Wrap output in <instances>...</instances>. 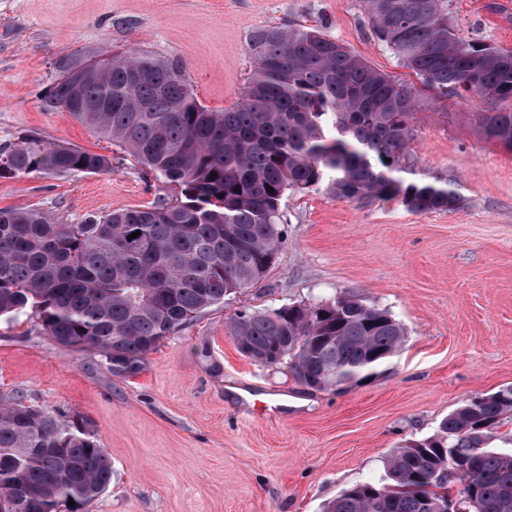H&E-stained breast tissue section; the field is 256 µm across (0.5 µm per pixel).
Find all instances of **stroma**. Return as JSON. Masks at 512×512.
Segmentation results:
<instances>
[{
	"label": "stroma",
	"mask_w": 512,
	"mask_h": 512,
	"mask_svg": "<svg viewBox=\"0 0 512 512\" xmlns=\"http://www.w3.org/2000/svg\"><path fill=\"white\" fill-rule=\"evenodd\" d=\"M461 36L512 50V0H448ZM266 26L316 28L401 81L371 32L365 0H0V147L24 135L110 158L108 173L0 178V208L66 224L172 195L136 161L42 98L61 60L131 49L178 60L200 102L238 104L254 69L247 45ZM493 101L419 90L406 163L454 181L451 211L287 191L288 240L265 277L225 297L152 352L137 377L59 347L31 313L0 319V395L89 420L112 482L86 512H323L379 480L390 452L432 435L471 397L512 386V148L487 140ZM350 293L406 330L403 349L345 390L299 386L289 369L243 356L228 323L242 311Z\"/></svg>",
	"instance_id": "stroma-1"
}]
</instances>
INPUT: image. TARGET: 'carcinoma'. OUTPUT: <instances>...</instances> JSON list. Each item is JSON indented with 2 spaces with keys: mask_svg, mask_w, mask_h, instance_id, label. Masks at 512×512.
<instances>
[{
  "mask_svg": "<svg viewBox=\"0 0 512 512\" xmlns=\"http://www.w3.org/2000/svg\"><path fill=\"white\" fill-rule=\"evenodd\" d=\"M366 6L374 36L424 88L512 101V51L460 36L448 0ZM248 54L254 70L242 99L224 111L199 103L181 64L147 51L114 54L89 72L82 111L72 116L179 198L78 224L0 209V317L30 310L58 346L100 355L112 375L131 378L170 334L265 277L288 239L280 223L287 190L326 181L338 198L395 200L415 212L462 204L456 182L406 178L413 86L315 28L258 29ZM63 77L43 100L49 111H70ZM480 125L487 139L512 147V107L480 113ZM111 168L104 155L33 134L0 149V178ZM229 331L241 354L268 367L288 363L310 391L358 384L406 336L388 310L351 294L309 309L243 312ZM478 398L430 437L393 450L384 484H357L325 512H439L456 485L463 512H512V452L489 447L512 416V389ZM111 481L112 457L88 421L22 395L0 397V503L84 512Z\"/></svg>",
  "mask_w": 512,
  "mask_h": 512,
  "instance_id": "obj_1",
  "label": "carcinoma"
}]
</instances>
